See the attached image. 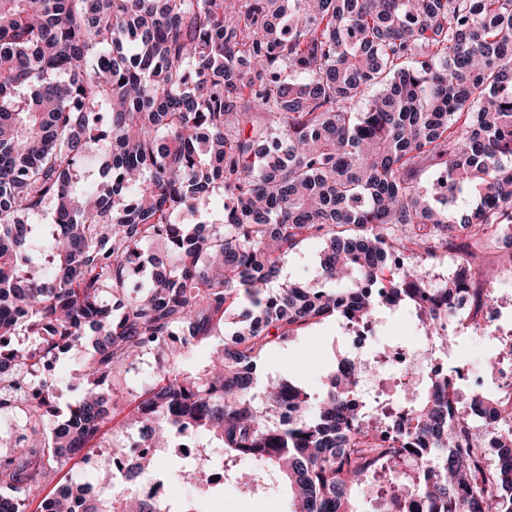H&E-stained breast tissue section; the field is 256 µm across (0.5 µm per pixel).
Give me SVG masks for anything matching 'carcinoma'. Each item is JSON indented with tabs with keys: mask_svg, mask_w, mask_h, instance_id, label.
<instances>
[{
	"mask_svg": "<svg viewBox=\"0 0 512 512\" xmlns=\"http://www.w3.org/2000/svg\"><path fill=\"white\" fill-rule=\"evenodd\" d=\"M95 150L109 161L87 190ZM436 173L471 204L436 197ZM509 217L512 0H0V417L20 420L0 432V512H198L126 493L150 477L217 493L179 451L192 442L243 493L276 477L290 512H360L367 487L385 512L376 474L419 512H512V396L476 423L421 373L433 350L412 375L345 357L319 394L255 376L328 319L372 337L404 310L435 337L453 295L496 280L472 258ZM314 238L316 284L279 283ZM450 246L466 260L432 290L411 259ZM72 350L81 397L63 412L43 367ZM377 367L381 412L354 401ZM124 401L116 429L152 448L124 484L109 463L46 492L73 459L120 451Z\"/></svg>",
	"mask_w": 512,
	"mask_h": 512,
	"instance_id": "carcinoma-1",
	"label": "carcinoma"
}]
</instances>
